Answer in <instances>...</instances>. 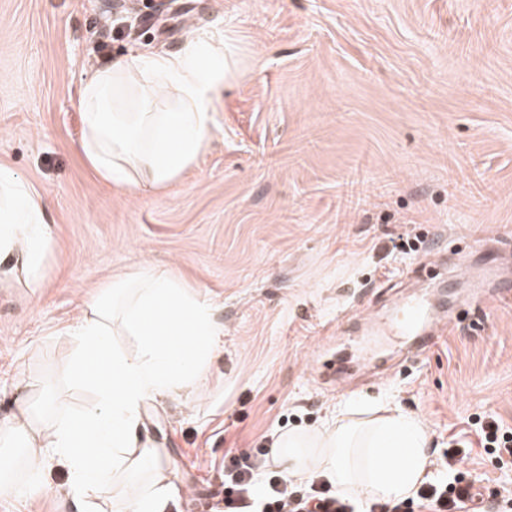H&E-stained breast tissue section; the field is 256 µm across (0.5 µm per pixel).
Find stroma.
Masks as SVG:
<instances>
[{
  "mask_svg": "<svg viewBox=\"0 0 512 512\" xmlns=\"http://www.w3.org/2000/svg\"><path fill=\"white\" fill-rule=\"evenodd\" d=\"M193 32L237 62L211 139L156 195L104 183L79 149L82 84ZM0 165L47 202L54 234L41 281L0 284V418L32 378L54 383L48 416L93 400L65 328L110 281L146 264L212 306L206 375L144 413L169 512H224L234 464L283 476L273 440L346 405L421 418L430 480L469 420L512 428V305L469 303L459 273L512 280V0H0ZM353 184L365 201L338 214ZM415 292L454 318L417 358L392 322ZM463 468L512 493L482 448ZM68 479L50 465L0 512H75Z\"/></svg>",
  "mask_w": 512,
  "mask_h": 512,
  "instance_id": "obj_1",
  "label": "stroma"
}]
</instances>
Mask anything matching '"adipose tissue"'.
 Listing matches in <instances>:
<instances>
[{
  "instance_id": "obj_1",
  "label": "adipose tissue",
  "mask_w": 512,
  "mask_h": 512,
  "mask_svg": "<svg viewBox=\"0 0 512 512\" xmlns=\"http://www.w3.org/2000/svg\"><path fill=\"white\" fill-rule=\"evenodd\" d=\"M201 43L182 52L115 58L80 90V148L98 175L140 195L177 182L212 135L214 98L232 77L229 66L200 61ZM53 245L47 206L10 168L0 166V271L38 281ZM137 336L136 351L112 346L114 320ZM68 333L79 349L77 378L93 385L96 399L73 419L45 420L47 383L31 385L26 399L0 419V447L20 451L27 482L0 471V493L43 483L47 463L69 472L77 512H165L171 488L167 457L142 430L147 401L200 380L215 348L218 327L211 305L188 296L166 275L143 266L81 303ZM429 434L420 419L380 405L359 419L337 410L327 426L291 432L270 449L292 477L318 476L337 497L384 504L413 494L428 468ZM135 464L152 479L134 497L114 489L117 469ZM112 487L111 500L99 492Z\"/></svg>"
}]
</instances>
